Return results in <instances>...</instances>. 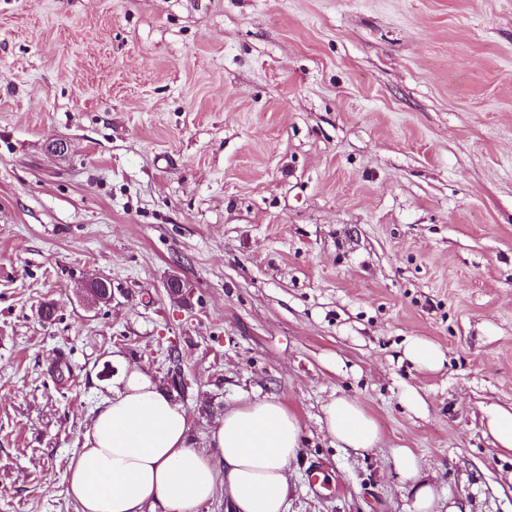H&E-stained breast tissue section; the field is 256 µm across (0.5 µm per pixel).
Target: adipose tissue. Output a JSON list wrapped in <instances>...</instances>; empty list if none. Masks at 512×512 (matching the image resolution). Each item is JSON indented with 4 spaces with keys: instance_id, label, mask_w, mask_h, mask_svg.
<instances>
[{
    "instance_id": "ef3b65f1",
    "label": "adipose tissue",
    "mask_w": 512,
    "mask_h": 512,
    "mask_svg": "<svg viewBox=\"0 0 512 512\" xmlns=\"http://www.w3.org/2000/svg\"><path fill=\"white\" fill-rule=\"evenodd\" d=\"M322 428L342 447L376 448L381 434L354 399L339 396L324 409ZM185 408L158 382L128 367L105 398L87 431L90 448L70 461L67 493L78 512H198L224 496L234 512H287L288 467L301 450L297 413L276 397L240 399L212 426L207 447L189 440ZM402 479L417 483L418 512H459L443 506L429 483H419L420 463L411 449L391 452Z\"/></svg>"
}]
</instances>
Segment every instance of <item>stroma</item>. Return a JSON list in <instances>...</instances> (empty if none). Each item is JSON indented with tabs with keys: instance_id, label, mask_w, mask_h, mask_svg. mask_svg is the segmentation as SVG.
Listing matches in <instances>:
<instances>
[{
	"instance_id": "35a3bbf8",
	"label": "stroma",
	"mask_w": 512,
	"mask_h": 512,
	"mask_svg": "<svg viewBox=\"0 0 512 512\" xmlns=\"http://www.w3.org/2000/svg\"><path fill=\"white\" fill-rule=\"evenodd\" d=\"M125 366L197 448L242 396L294 408L288 512H415L400 447L512 512L483 420L512 406V0H0V512H76ZM339 396L378 448L321 431ZM404 354L420 370H436L445 359L438 346L417 339L407 342ZM391 460L396 472L403 480L419 482L420 463L417 456L409 448H394Z\"/></svg>"
}]
</instances>
